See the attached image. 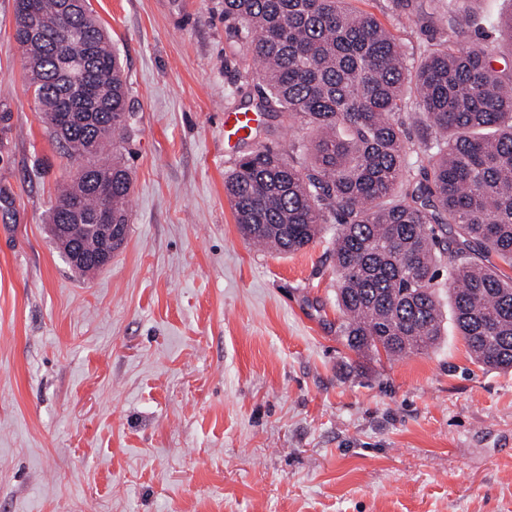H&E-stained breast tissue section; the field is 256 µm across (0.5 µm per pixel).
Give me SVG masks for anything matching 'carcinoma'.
Listing matches in <instances>:
<instances>
[{"label":"carcinoma","mask_w":512,"mask_h":512,"mask_svg":"<svg viewBox=\"0 0 512 512\" xmlns=\"http://www.w3.org/2000/svg\"><path fill=\"white\" fill-rule=\"evenodd\" d=\"M470 0H448L445 39L418 63L395 36L348 0H224L227 36L261 66L253 110L286 114L311 131L291 153L299 168L262 146L224 176L246 239L279 253L307 248L336 223L339 332L357 353L401 357L432 348L445 325L442 294L475 360L512 369V276L478 262L481 250L512 268V65L489 47L454 48ZM16 0L15 49L49 139L76 168L60 187L50 232L70 268L97 270L102 241L92 228L105 204L129 233L131 177L122 159L132 123L119 56L88 0ZM38 28L28 33L29 7ZM424 116L418 144L402 110ZM420 164L408 161L412 151ZM85 225L67 241L56 230ZM73 243L82 258L70 257ZM448 281H439L441 268Z\"/></svg>","instance_id":"1"}]
</instances>
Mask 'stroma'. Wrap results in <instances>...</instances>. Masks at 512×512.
<instances>
[{
	"mask_svg": "<svg viewBox=\"0 0 512 512\" xmlns=\"http://www.w3.org/2000/svg\"><path fill=\"white\" fill-rule=\"evenodd\" d=\"M90 0L121 58L138 133L130 230L79 275L51 238L74 170L46 135L0 0V512H512V370L445 333L393 360L340 338L335 225L277 254L224 192L239 156L288 152L224 0ZM421 58L448 0H355ZM254 112H228L224 115V150L248 139L255 128ZM225 152H227L225 150Z\"/></svg>",
	"mask_w": 512,
	"mask_h": 512,
	"instance_id": "35a3bbf8",
	"label": "stroma"
}]
</instances>
